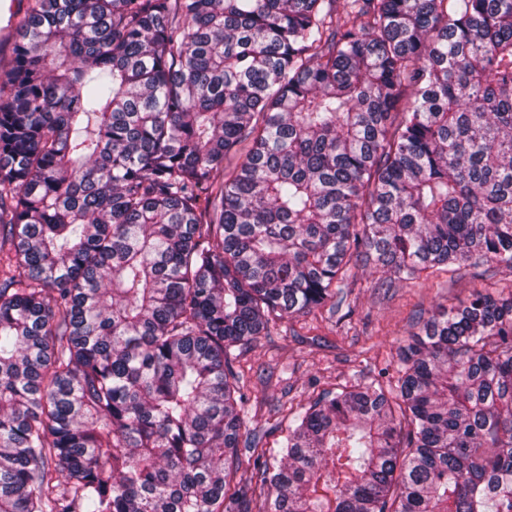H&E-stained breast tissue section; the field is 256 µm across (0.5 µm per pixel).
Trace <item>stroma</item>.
Returning a JSON list of instances; mask_svg holds the SVG:
<instances>
[{
    "label": "stroma",
    "mask_w": 512,
    "mask_h": 512,
    "mask_svg": "<svg viewBox=\"0 0 512 512\" xmlns=\"http://www.w3.org/2000/svg\"><path fill=\"white\" fill-rule=\"evenodd\" d=\"M376 277L372 264H359L358 281L336 313L321 308L284 318L239 351L234 367L245 393L242 412L250 427L273 429L268 447L280 441L291 406L348 382L356 370L370 377L385 367L396 370L415 313L458 304L476 288L497 294L512 286L511 275L481 268L461 276L443 267L424 285L390 290L375 288Z\"/></svg>",
    "instance_id": "35a3bbf8"
}]
</instances>
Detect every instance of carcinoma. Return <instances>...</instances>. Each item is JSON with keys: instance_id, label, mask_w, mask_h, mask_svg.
<instances>
[{"instance_id": "1", "label": "carcinoma", "mask_w": 512, "mask_h": 512, "mask_svg": "<svg viewBox=\"0 0 512 512\" xmlns=\"http://www.w3.org/2000/svg\"><path fill=\"white\" fill-rule=\"evenodd\" d=\"M0 78V512H512V293L397 384L241 415L232 350L512 270V0H32ZM253 461L243 492L237 473Z\"/></svg>"}]
</instances>
